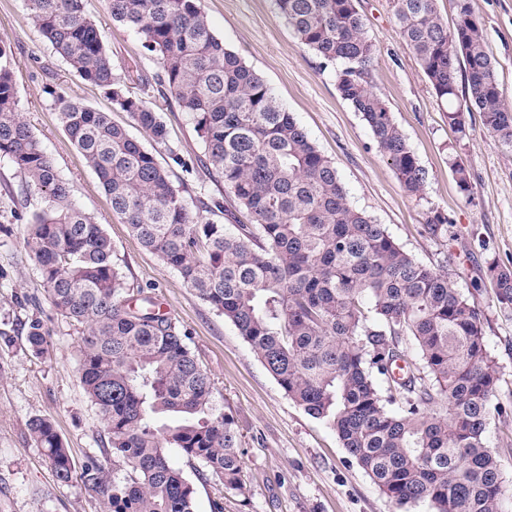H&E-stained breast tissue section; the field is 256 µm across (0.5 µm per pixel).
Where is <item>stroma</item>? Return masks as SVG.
Here are the masks:
<instances>
[{
  "label": "stroma",
  "instance_id": "35a3bbf8",
  "mask_svg": "<svg viewBox=\"0 0 512 512\" xmlns=\"http://www.w3.org/2000/svg\"><path fill=\"white\" fill-rule=\"evenodd\" d=\"M486 41L499 62L502 96L512 105V0H469ZM215 33L258 71L317 148L332 159L351 203L385 225L391 237L421 263L446 267L462 294L487 280L488 265L512 267V151L495 144L479 114H472L465 137L443 117L419 62L395 34L392 0H358L371 38L378 46L372 75L375 91L388 103L419 164L427 172L422 197L407 195L381 155L373 136L336 87V67L302 46L278 14L273 0H202ZM100 28L116 74L130 87L155 78L160 67L129 27L114 22L106 0H84ZM0 45L10 48L20 105L42 148L71 187L77 204L103 224L113 259L131 288L144 289L161 313L190 336V347L212 376L216 400L239 430L245 494L224 489L200 464L172 450L176 468L196 488V512H212L223 499L224 512H431L420 502L396 509L342 447L324 422L294 403L239 335L188 288L180 274L141 247L128 226L112 212L108 196L82 154L64 131L54 94L111 112L125 125V113L112 109L102 91L85 84L53 52L33 26L24 0H0ZM169 148L157 156L172 167L173 180L186 181L191 196L223 199L227 211L238 204L221 178L199 167L204 144L188 115L176 103L161 106ZM194 160L192 174L173 167L171 153ZM467 164L472 196L458 189L448 159ZM40 206L12 163L0 158V512H106L101 499L78 485H64L36 447L31 419H50L70 448L75 463L97 453L106 441L103 423L84 395L78 377L80 331L51 308L25 220ZM451 219L447 233L425 230L429 211ZM485 340L501 381L496 399L512 404V313L482 296ZM40 316L50 329L41 354L30 351L26 324Z\"/></svg>",
  "mask_w": 512,
  "mask_h": 512
}]
</instances>
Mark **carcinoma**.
<instances>
[{"mask_svg": "<svg viewBox=\"0 0 512 512\" xmlns=\"http://www.w3.org/2000/svg\"><path fill=\"white\" fill-rule=\"evenodd\" d=\"M112 20L133 28L159 60L156 91L194 122L205 146L200 165L224 180L248 215L226 230L203 216L224 212L217 198L190 201L156 153L168 148L157 105L115 74L103 33L83 0H25L44 41L84 82L100 89L147 147L101 112L61 94L64 130L133 236L212 310L231 322L288 397L334 431L348 454L398 508L506 512L512 486L486 444L497 366L484 336L480 301L464 296L442 269L406 252L353 206L334 165L264 78L224 47L199 0H107ZM357 0H275L301 44L338 65L341 97L368 126L405 191L423 194L427 172L370 82L378 47ZM392 24L412 50L454 132L480 114L491 139L512 150V107L501 95L497 60L468 0L453 26L437 0H393ZM0 157L23 176L42 206L28 244L47 299L81 330L79 381L98 410L107 441L75 468L69 448L45 418L30 420L36 446L58 480L77 481L107 512H195V487L172 464L179 449L243 492V461L233 417L219 408L214 381L191 351L186 331L131 298L102 225L75 202L69 182L24 118L14 60L0 47ZM450 171L466 196L470 172ZM200 214L192 215L191 207ZM450 220L431 211L429 233ZM499 310L512 312V269L492 264ZM416 345L421 366L392 374L401 344ZM26 341L47 342L33 317Z\"/></svg>", "mask_w": 512, "mask_h": 512, "instance_id": "cac0c4a2", "label": "carcinoma"}]
</instances>
